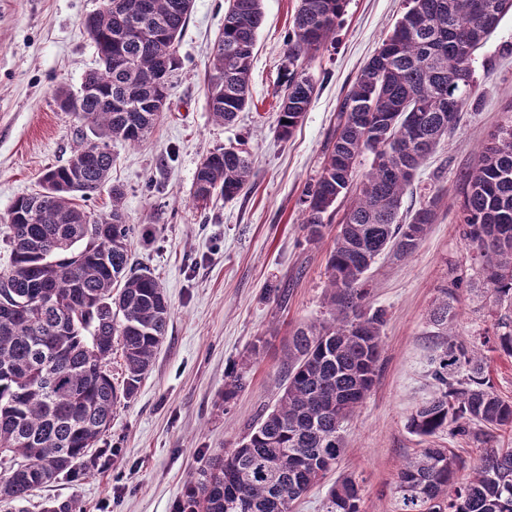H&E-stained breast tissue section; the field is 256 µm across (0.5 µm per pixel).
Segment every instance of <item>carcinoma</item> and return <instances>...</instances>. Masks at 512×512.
<instances>
[{"instance_id":"1","label":"carcinoma","mask_w":512,"mask_h":512,"mask_svg":"<svg viewBox=\"0 0 512 512\" xmlns=\"http://www.w3.org/2000/svg\"><path fill=\"white\" fill-rule=\"evenodd\" d=\"M347 0H300L288 34L286 87L277 132L289 138L315 84L297 65L332 40ZM192 0H103L85 20L98 67L79 88L59 87V107L91 135L69 162L48 169L41 189L8 213L9 265L0 285V506L16 507L65 474L111 428L131 401L167 332L171 308L160 283L131 268L123 193L99 216L78 200L109 179V143H139L161 118L153 101L170 97L176 42ZM512 14V0H408V9L343 97L318 177L305 186L302 221L316 242L334 205L349 197L326 272L330 318L304 324L288 342L282 394L238 445L208 459L175 512H291L334 469L345 450L344 423L379 372L385 311L368 305L365 274L387 248L412 253L435 217L434 202L409 220L403 196L418 169L458 125L474 88L472 56ZM139 17L128 40L127 21ZM262 0H229L211 61L209 111L229 123L251 101L250 74ZM372 154L370 169L357 164ZM252 161L218 149L197 168L193 199H231L249 185ZM463 234L491 287L493 305L512 306V115L462 180ZM458 285L442 290L430 322L444 341L432 360L438 391L409 418L420 437L447 430L488 441L512 431V401L492 382L487 353L512 357V316L493 334L451 335ZM123 360L112 377V355ZM247 386V364L232 368L224 405ZM362 483L350 472L328 489L323 512H361ZM394 512H512V448H484L467 461L451 448H419L402 465Z\"/></svg>"}]
</instances>
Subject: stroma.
I'll list each match as a JSON object with an SVG mask.
<instances>
[{"label":"stroma","instance_id":"stroma-1","mask_svg":"<svg viewBox=\"0 0 512 512\" xmlns=\"http://www.w3.org/2000/svg\"><path fill=\"white\" fill-rule=\"evenodd\" d=\"M101 0H0V268L9 262L3 229L21 196L35 193L47 169L66 165L80 145L78 123L54 99L58 85L79 87L98 57L83 22ZM265 21L251 67L252 102L232 123L213 121L207 103L209 64L228 0H193L177 55L170 104L148 137L111 142L109 184L84 201L95 215L124 193L135 268L149 269L171 307L168 333L140 388L118 409L93 450L96 465L81 480L58 478L36 492L77 502L81 512H174L208 458L237 446L274 406L283 384L288 341L297 327L326 318V259L336 224L319 243L305 240L303 189L322 166L348 88L406 12L407 0H348L336 38L305 61L316 93L289 138L276 132V102L288 68V32L299 0H263ZM473 103L420 168L403 209L436 200L435 218L410 255L390 249L366 274L368 304L386 312L376 383L345 426L346 450L334 473L295 502L293 512H322L338 474L363 477L362 512H393L403 460L435 445L476 458L481 445L447 433L424 439L407 420L435 394L430 359L436 339L430 315L442 288L458 281L454 331L493 329L483 272L458 218L462 175L512 109V14L472 61ZM218 148L247 152L250 186L207 208L193 200L200 162ZM281 288L282 300L268 291ZM268 344L250 349L258 337ZM249 360V385L224 401L227 372Z\"/></svg>","mask_w":512,"mask_h":512}]
</instances>
